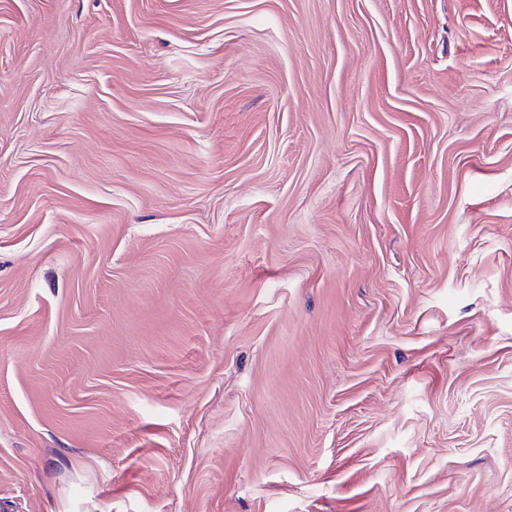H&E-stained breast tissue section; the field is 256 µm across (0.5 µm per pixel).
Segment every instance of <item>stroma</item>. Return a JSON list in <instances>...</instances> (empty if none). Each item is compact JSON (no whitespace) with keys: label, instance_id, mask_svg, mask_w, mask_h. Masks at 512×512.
Returning a JSON list of instances; mask_svg holds the SVG:
<instances>
[{"label":"stroma","instance_id":"stroma-1","mask_svg":"<svg viewBox=\"0 0 512 512\" xmlns=\"http://www.w3.org/2000/svg\"><path fill=\"white\" fill-rule=\"evenodd\" d=\"M0 512H512V0H0Z\"/></svg>","mask_w":512,"mask_h":512}]
</instances>
